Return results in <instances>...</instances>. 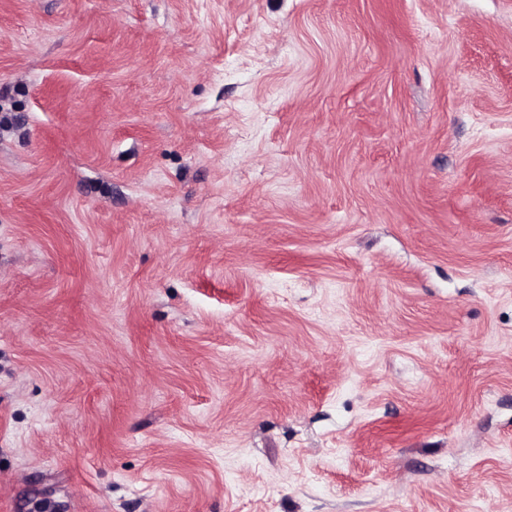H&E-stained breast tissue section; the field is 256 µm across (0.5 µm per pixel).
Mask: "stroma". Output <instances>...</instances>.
<instances>
[{
	"mask_svg": "<svg viewBox=\"0 0 512 512\" xmlns=\"http://www.w3.org/2000/svg\"><path fill=\"white\" fill-rule=\"evenodd\" d=\"M0 512H512V0H0Z\"/></svg>",
	"mask_w": 512,
	"mask_h": 512,
	"instance_id": "1",
	"label": "stroma"
}]
</instances>
